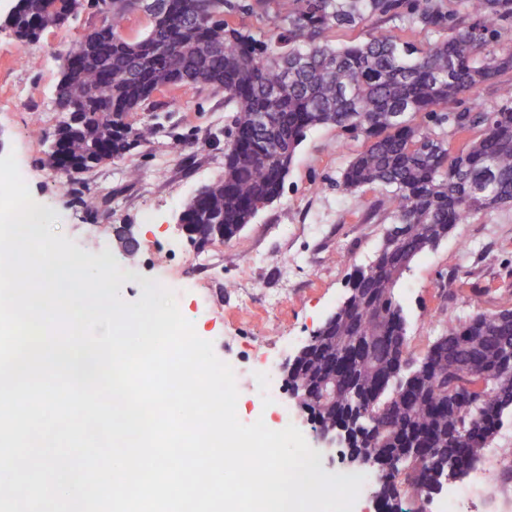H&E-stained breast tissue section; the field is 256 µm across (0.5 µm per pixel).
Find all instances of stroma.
<instances>
[{
    "instance_id": "obj_1",
    "label": "stroma",
    "mask_w": 512,
    "mask_h": 512,
    "mask_svg": "<svg viewBox=\"0 0 512 512\" xmlns=\"http://www.w3.org/2000/svg\"><path fill=\"white\" fill-rule=\"evenodd\" d=\"M10 8L9 0H0V156L15 153L33 199L45 214H58L54 233L118 262L129 277L120 290L124 301H136L151 278L173 287L198 336L212 341L220 360L238 363L242 423L261 419L273 430L292 424L311 437L310 417L289 396H256L255 371L281 366L335 311L354 268L374 258L393 221L385 193L366 191L361 206L336 187L362 140L333 127L310 131L295 152L280 200L232 240L206 247L216 275L200 287L197 251L175 224L196 191L224 172L234 114L223 90L197 86L156 93L128 117L133 125L155 126L150 142L67 177L48 164L61 119L53 100L58 56L95 19L81 14L24 45L3 26ZM119 224L133 227L139 242L134 256L122 255L117 245L113 228ZM475 289L484 290L486 309L512 308V207L475 214L404 272L395 293L413 355L425 352L448 316L469 314L466 297Z\"/></svg>"
}]
</instances>
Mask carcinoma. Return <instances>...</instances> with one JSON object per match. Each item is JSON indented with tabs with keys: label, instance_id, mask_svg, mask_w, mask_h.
Returning a JSON list of instances; mask_svg holds the SVG:
<instances>
[{
	"label": "carcinoma",
	"instance_id": "cac0c4a2",
	"mask_svg": "<svg viewBox=\"0 0 512 512\" xmlns=\"http://www.w3.org/2000/svg\"><path fill=\"white\" fill-rule=\"evenodd\" d=\"M157 20L137 41L124 38L142 0H18L8 24L25 44L83 12L103 14L68 53L55 91L64 102L81 97V119L56 139L51 155L76 172L96 157H123L154 137L150 125L122 131L110 114H129L171 87L224 90L235 115L224 152V173L192 196L183 214L204 235L234 237L283 194L291 160L309 131L333 126L364 147L336 178L356 202L380 189L395 205L394 222L370 266L351 274L336 317L323 325L314 352L288 384L322 428L345 422L361 406L381 430L353 447L369 463L404 448H437L422 455V479L412 484L413 512L440 491L444 477H461L512 419V377L501 374L512 350V309L482 308L484 291L467 296L473 314L448 318L424 356L407 371L389 337L407 333L395 288L410 262L473 214L512 206V45L488 51L502 25L512 23V0H158ZM267 19L261 41L231 21ZM397 21L398 28L384 23ZM373 26L367 40L337 47L336 28ZM430 30L440 39L422 49L398 31ZM170 46L157 66L154 46ZM498 85L488 112L475 99ZM468 98L457 116L448 103ZM482 128L453 153L449 136ZM325 386L332 394L321 401ZM404 479L377 488L386 512L401 507Z\"/></svg>",
	"mask_w": 512,
	"mask_h": 512
}]
</instances>
